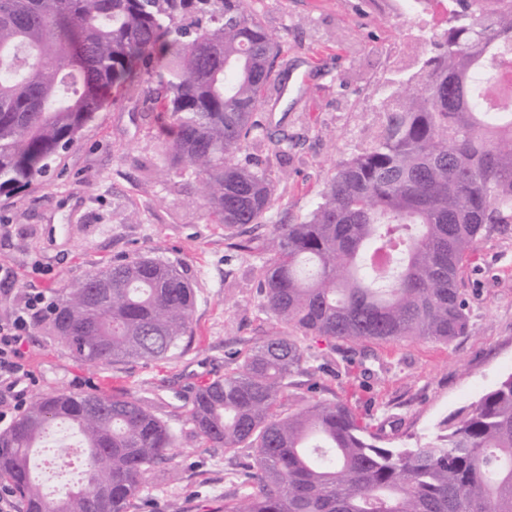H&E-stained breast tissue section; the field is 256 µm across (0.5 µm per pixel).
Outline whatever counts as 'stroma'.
I'll return each instance as SVG.
<instances>
[{"instance_id":"stroma-1","label":"stroma","mask_w":512,"mask_h":512,"mask_svg":"<svg viewBox=\"0 0 512 512\" xmlns=\"http://www.w3.org/2000/svg\"><path fill=\"white\" fill-rule=\"evenodd\" d=\"M250 2L280 52L258 113L264 132L239 158L272 176L270 224H295L314 209L337 163L382 130L390 82L419 76V37L399 12L383 11L375 0ZM151 106L144 96L113 90L111 103L47 177L0 197V265L15 273L0 279V315L37 274L55 301L89 271L141 253L178 265L196 291L195 336L182 352L90 366L44 319L31 330L38 382L29 394L130 393L151 401L176 432V446L132 512H219L250 491L253 457L249 449L226 452L195 437L187 411L199 386L234 371L272 330L258 305L261 254L228 249L190 170L167 161L145 117ZM284 132L291 142L282 160L271 141ZM459 287L470 312L467 335L447 344H373L354 369L346 363L348 345L333 353L313 345L308 371L295 377L281 411L319 399L345 402L382 424L388 447L433 433L512 374V224L484 231Z\"/></svg>"}]
</instances>
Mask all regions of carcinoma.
I'll use <instances>...</instances> for the list:
<instances>
[{"label": "carcinoma", "instance_id": "carcinoma-1", "mask_svg": "<svg viewBox=\"0 0 512 512\" xmlns=\"http://www.w3.org/2000/svg\"><path fill=\"white\" fill-rule=\"evenodd\" d=\"M452 0L448 27L425 39L420 83L395 82V105L368 146L336 165L297 224L262 247L271 175L238 154L262 129L278 45L247 0H0V196L49 171L109 103L140 93L164 124L172 164L190 168L228 247L261 249L260 305L274 330L236 371L202 385L191 433L252 451L253 490L224 512H512V373L413 447L382 445L345 403L283 415L304 373L301 340L366 343L465 336L461 269L490 224H512V0ZM195 289L148 254L103 265L64 290L51 320L82 361L169 358L194 335ZM66 421L87 449L84 479L47 498L30 462ZM175 431L143 399L60 393L34 399L0 434V481L21 512H129L169 462Z\"/></svg>", "mask_w": 512, "mask_h": 512}]
</instances>
